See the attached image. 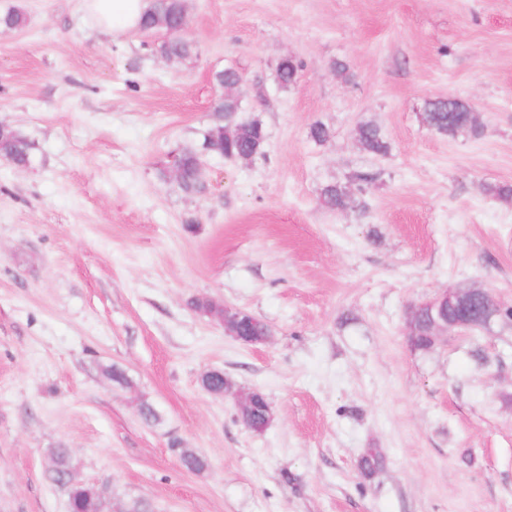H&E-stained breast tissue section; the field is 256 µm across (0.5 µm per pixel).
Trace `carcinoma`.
<instances>
[{
  "mask_svg": "<svg viewBox=\"0 0 512 512\" xmlns=\"http://www.w3.org/2000/svg\"><path fill=\"white\" fill-rule=\"evenodd\" d=\"M188 20L184 0H152L150 12L141 24L146 33L163 32L166 39L157 46V52L163 57L174 56L180 60L188 59L197 53L195 43L185 35ZM301 69V63L284 58L279 61L275 79L282 88L292 85ZM458 101L450 98L434 99L427 104L423 113L424 123L437 134L451 139L473 138L480 136L477 120L464 112H454L452 108ZM238 99H226L222 96L214 99L210 112L209 126L202 135L201 148L210 155L227 157L235 155H253L258 157L265 152L267 135L258 120L241 121ZM358 137L364 151L372 155H385L389 151L381 129L372 122H362L358 126ZM3 157L17 167L30 162V144L17 131L10 129L0 135V158ZM179 163L183 169L182 189L188 194H196L203 188L197 174L198 151L183 149L179 154ZM323 205L336 211L352 206L354 199L348 188L338 183L326 185L321 192ZM50 470L47 476L52 482L64 481L68 487L69 512H102V504L93 486L83 483L75 475L72 456L67 448H52ZM381 453L370 448L362 456L360 468L366 477L373 476L380 468Z\"/></svg>",
  "mask_w": 512,
  "mask_h": 512,
  "instance_id": "obj_1",
  "label": "carcinoma"
}]
</instances>
